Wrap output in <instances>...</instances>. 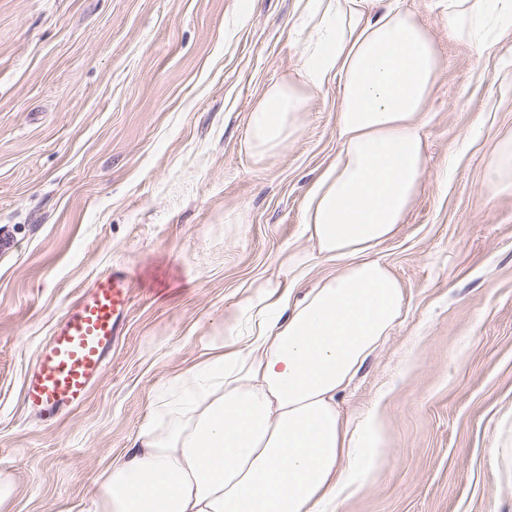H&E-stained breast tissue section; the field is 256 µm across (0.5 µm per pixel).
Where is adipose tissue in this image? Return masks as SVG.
<instances>
[{"label":"adipose tissue","instance_id":"adipose-tissue-1","mask_svg":"<svg viewBox=\"0 0 512 512\" xmlns=\"http://www.w3.org/2000/svg\"><path fill=\"white\" fill-rule=\"evenodd\" d=\"M476 53L512 32V0H437ZM298 69L262 92L247 149L277 155L310 95L338 83L335 159L309 185L304 232L330 273L288 256L253 283L220 346L173 378L87 512H331L384 464L377 412L343 419L338 397L389 335L404 290L379 247L422 189L424 127L441 56L404 0H296ZM356 473H346L343 461Z\"/></svg>","mask_w":512,"mask_h":512}]
</instances>
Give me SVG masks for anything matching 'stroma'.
I'll use <instances>...</instances> for the list:
<instances>
[{
    "label": "stroma",
    "instance_id": "35a3bbf8",
    "mask_svg": "<svg viewBox=\"0 0 512 512\" xmlns=\"http://www.w3.org/2000/svg\"><path fill=\"white\" fill-rule=\"evenodd\" d=\"M442 68L425 189L380 256L405 290L390 336L339 398L377 410L374 480L336 512H512V194L485 171L512 132V39L483 55L408 0ZM295 0H0V471L11 512H85L159 392L217 341L256 280L311 253L301 212L339 149L340 90L297 135L245 147L263 90L292 73ZM480 135L464 139L473 124ZM126 269L131 310L83 406L44 423L23 382L55 323Z\"/></svg>",
    "mask_w": 512,
    "mask_h": 512
}]
</instances>
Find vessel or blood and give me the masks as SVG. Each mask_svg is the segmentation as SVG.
<instances>
[{
	"label": "vessel or blood",
	"instance_id": "obj_1",
	"mask_svg": "<svg viewBox=\"0 0 512 512\" xmlns=\"http://www.w3.org/2000/svg\"><path fill=\"white\" fill-rule=\"evenodd\" d=\"M128 273L112 269L98 278L51 332L24 381V403L42 419L80 406L104 373L131 308Z\"/></svg>",
	"mask_w": 512,
	"mask_h": 512
}]
</instances>
